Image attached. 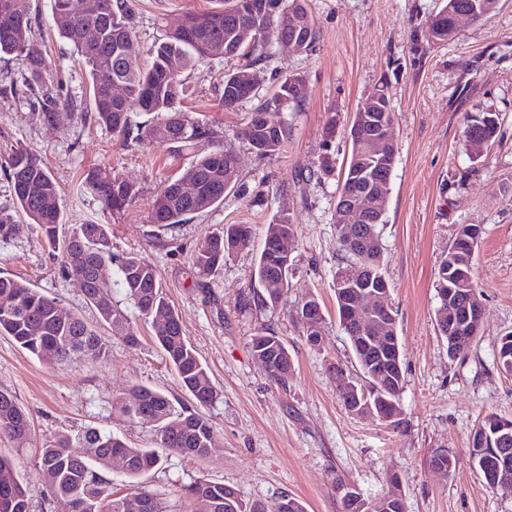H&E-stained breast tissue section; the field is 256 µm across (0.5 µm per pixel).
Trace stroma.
I'll return each mask as SVG.
<instances>
[{"label":"stroma","mask_w":512,"mask_h":512,"mask_svg":"<svg viewBox=\"0 0 512 512\" xmlns=\"http://www.w3.org/2000/svg\"><path fill=\"white\" fill-rule=\"evenodd\" d=\"M131 53L147 64L166 28L215 0H127ZM444 0H306L319 30L313 51L300 53L273 42L258 64L259 95L278 79L299 74L308 93L295 112L271 118L290 125L280 153L260 157L239 132L255 106L246 101L225 110L220 57L197 62L183 76L182 110L205 120L214 137L194 151L173 153L165 145L125 144L94 120L56 122L42 118L36 95L23 84L25 65L0 57V210H14L6 161L18 149L38 153L60 184L66 225H110L112 250L147 257L185 336L207 366L219 396L199 412L213 426L216 443L204 458L164 455L161 466L140 478L169 512H191L184 488L205 479L234 487L244 503L267 504L282 495L299 498L307 512H342L337 483L365 496L402 498L406 512H512V491L490 488L469 448L479 421L490 413L512 420V374L499 367L496 349L512 333V0H498L487 18L462 22L455 38L428 41L426 24ZM31 47L45 58L43 82L59 100L89 109V79L73 47L51 23L50 0H31ZM386 86L394 113L398 158L381 228L388 302L396 314L404 374L401 422L387 425L350 415L337 392L340 378L361 375L346 334L336 319L332 287L343 254L336 238V202L348 159L351 119L377 86ZM498 113L500 128L473 155L464 139L468 118ZM337 118L336 137L324 142V127ZM239 158L236 182L222 203L164 228L151 222V205L187 168L194 153L215 149ZM335 160L333 176L319 178L323 152ZM100 167L132 183L138 196L124 211L105 210L82 186ZM290 212L296 233L288 242L293 266L286 295L276 308L252 305L259 289L255 270L268 224ZM227 224H244L252 242L227 260L219 273L202 278L192 251ZM477 224L482 235L473 273L482 328L471 347L449 357L436 324L437 274L461 225ZM0 270L54 297L66 313L96 325L78 282L62 268L39 229L0 242ZM316 295L326 317L319 346L306 343L294 320L298 301ZM140 338L128 345L109 337L102 362L75 358L46 364L0 336V391L13 395L31 421V443L17 447L0 436V455L12 458L27 490L31 512H68L50 494L40 448L64 432L94 426L120 433L137 448L153 445L149 427L124 420L112 407L132 384L187 401L178 378L120 288H113ZM266 330L288 346L294 372L274 381L251 351ZM453 455L451 474L436 471L432 455Z\"/></svg>","instance_id":"stroma-1"}]
</instances>
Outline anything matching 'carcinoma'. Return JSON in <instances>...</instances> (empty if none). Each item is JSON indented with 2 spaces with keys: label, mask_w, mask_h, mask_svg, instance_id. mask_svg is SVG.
I'll list each match as a JSON object with an SVG mask.
<instances>
[{
  "label": "carcinoma",
  "mask_w": 512,
  "mask_h": 512,
  "mask_svg": "<svg viewBox=\"0 0 512 512\" xmlns=\"http://www.w3.org/2000/svg\"><path fill=\"white\" fill-rule=\"evenodd\" d=\"M83 0H53L52 23L59 36L68 41L88 69L92 95V118L123 142L136 146L151 143L169 145L175 152L188 151L197 141L212 137L211 127L202 120L182 111L178 104L185 93L182 74L195 62L210 55L211 47L224 44L225 60L250 59L256 65L267 60L266 45L278 35H288V29H277L275 20L247 10L248 0H222V5L208 11L188 12L182 24L166 32L151 50L152 60L146 67L135 59L125 57V44L131 39L129 15L125 0H98L97 12L83 11ZM278 13H297L302 19L307 43L304 51L313 49L318 39L315 22L304 6V0H278ZM476 8L475 19L481 20L493 12L497 0H458ZM32 33L30 0H0V55H15L25 61L30 80L39 81L46 69L45 59L30 52ZM241 67L224 74V110H234L240 104L238 90ZM302 77H283L277 89L260 98L252 114L267 111L277 102L296 109L304 101ZM120 86L125 96L117 97L113 88ZM75 108L73 102L59 103L48 99L43 103L44 121L57 119L59 106ZM499 115L485 112L467 121L464 136L468 146L473 140L483 143L492 140L498 130ZM288 124L269 133L254 118L241 131L242 139L259 156L279 153L288 139ZM373 129L364 128V135L350 139L351 151L345 168L336 209L346 208V217L336 218V236L346 263L336 272L354 271L361 275V283L375 284L384 278L383 248L380 225L384 214L362 225L355 219L354 202L361 191H379L378 173L391 172L397 161V151L386 149L381 153L372 147ZM9 175L17 209L24 215L21 224L14 216L0 211V239L15 238L36 226L45 234L51 248L61 257L68 274L85 283V298L98 314L99 326L127 342L136 343L128 315L112 302V288H122L138 315L150 319L164 309L171 319L166 325H155V339L175 370L181 387L195 401L204 406L212 403L218 391L194 347L183 333L178 313L165 297L158 280L156 267L138 253L119 256L112 252V232L108 224H75L64 235L58 234L63 223L59 208V186L41 157L27 149H18L8 159ZM236 155L213 151L199 155L182 176L169 184L151 206L152 223L160 226L180 224L191 214L204 212L224 200V193L232 186L225 183L236 175ZM184 182L199 184L193 197L180 193ZM82 184L87 192L97 196L112 213L125 210L137 197L135 186L116 174L101 168L85 173ZM296 232L290 213L282 210L267 225L265 239L291 237ZM480 238L479 226L460 227L447 256L438 269L436 284L439 305L436 312L438 330L449 341L456 336H478L475 318L461 316L456 323L448 321V293H466L475 290L472 276L473 249ZM251 242L250 227L244 224H226L222 230L200 244L190 256L191 264L201 276L216 273L224 260L245 249ZM113 266L112 280H100L96 270L102 264ZM292 260L268 259L261 251L256 277L261 291L256 293L257 305L276 307L288 290V274ZM58 304L30 284L8 274H0V335L11 337L22 349L40 361L52 364L73 356L104 361L108 358L107 342L95 328L78 316L61 319ZM295 321L303 329L306 341L316 346L312 337L323 336L326 318L318 298L311 295L299 302ZM366 385L357 387L361 396L373 401L386 399L390 424L397 425L402 409L399 396L404 376L399 371L391 379H375L371 375L370 354L351 344ZM253 354L270 363V376L284 381L293 373V361L285 343L276 335L260 331L251 338ZM113 406L130 422L151 426L153 448H133L118 434L96 427H87L77 434L63 433L46 441L41 448V462L53 472L51 493L69 501L72 512H126L127 497L112 488V482L103 477L112 458L120 456L127 462L125 476L137 480L156 469L163 454L177 453L191 458L207 456L215 432L192 406L173 401L159 391L142 385H133L128 393L116 399ZM498 416L486 415L476 425L470 455L481 459L495 450L512 458V439L492 442L481 448L477 437L482 431L494 435L493 425ZM0 434L18 446L31 440V425L26 411L14 396L0 392ZM193 504L192 512H228L224 501H229L236 512H282V500L272 505L263 502L247 508L236 490L222 483L199 480L185 489ZM136 497L145 503L142 512H168L154 494L141 491ZM0 512H30V502L23 489L13 462L0 457Z\"/></svg>",
  "instance_id": "cac0c4a2"
}]
</instances>
